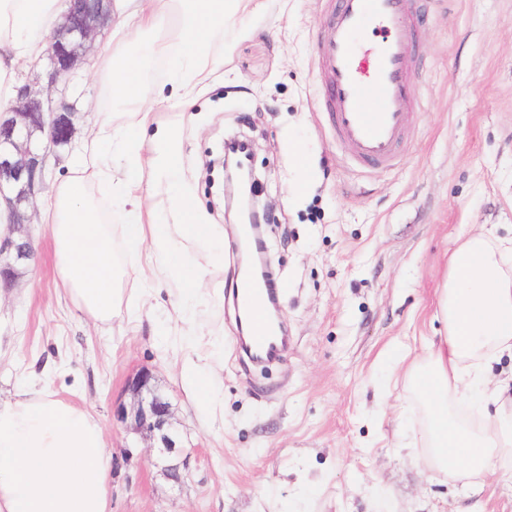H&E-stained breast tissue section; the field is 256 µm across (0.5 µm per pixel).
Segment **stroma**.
<instances>
[{
    "instance_id": "stroma-1",
    "label": "stroma",
    "mask_w": 512,
    "mask_h": 512,
    "mask_svg": "<svg viewBox=\"0 0 512 512\" xmlns=\"http://www.w3.org/2000/svg\"><path fill=\"white\" fill-rule=\"evenodd\" d=\"M326 2L248 5L225 20L189 106L168 59L153 63L135 106L153 125L178 124L179 179L222 227L224 142H252L257 195L275 216L265 239L288 330L280 360L253 364L239 345L232 232L192 320L172 283L124 294L112 321L96 323L65 292L47 226L23 228L35 258L0 290V394L46 385L101 420L112 512H512V477L473 486L418 459L425 414L405 377L445 331L439 290L460 238L512 231V0H426L401 160L369 171L347 163L317 104ZM76 75L79 147L106 103L86 64ZM211 354L223 362L216 420L180 373L185 356ZM144 367L190 454L178 483L169 457L113 414Z\"/></svg>"
}]
</instances>
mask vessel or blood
Masks as SVG:
<instances>
[{
  "mask_svg": "<svg viewBox=\"0 0 512 512\" xmlns=\"http://www.w3.org/2000/svg\"><path fill=\"white\" fill-rule=\"evenodd\" d=\"M418 7L419 0H334L329 10L318 52L324 108L337 140L361 167H390L397 159L413 102L409 56L417 40L413 18ZM369 29L380 38L364 68L358 58ZM270 294L245 276L234 290L258 352L271 342L265 314Z\"/></svg>",
  "mask_w": 512,
  "mask_h": 512,
  "instance_id": "b4317fda",
  "label": "vessel or blood"
}]
</instances>
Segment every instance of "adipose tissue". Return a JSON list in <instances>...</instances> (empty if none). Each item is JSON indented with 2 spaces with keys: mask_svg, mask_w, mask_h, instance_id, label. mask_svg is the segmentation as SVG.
I'll return each mask as SVG.
<instances>
[{
  "mask_svg": "<svg viewBox=\"0 0 512 512\" xmlns=\"http://www.w3.org/2000/svg\"><path fill=\"white\" fill-rule=\"evenodd\" d=\"M247 0H114L117 39L96 70L111 101L132 103L147 89L144 75L156 58L177 59L183 93L205 83L212 57L200 44L224 40V17ZM67 9L66 0H0V108L14 99L21 66L40 61L45 39ZM179 13L183 27L172 42L157 38L160 19ZM142 40L138 55L124 46ZM112 113H100L76 155L70 176L53 187L39 215L48 225L58 276L86 317L111 321L129 284V267L152 244L156 280H182L191 250L220 252L224 234L206 223L189 188H173L180 137L166 127L151 139L150 154L127 142L125 180L114 181L99 150L118 129ZM156 187H172L169 205L178 224L147 221L133 200L142 172ZM126 205V224L114 227L99 198ZM446 334L428 343L426 360L410 377L426 407L429 465L450 475L495 474L512 461V376L490 383L489 363L512 355V238L483 233L466 237L451 257L439 298ZM112 456L100 419L48 388L0 397V512H111L108 484Z\"/></svg>",
  "mask_w": 512,
  "mask_h": 512,
  "instance_id": "adipose-tissue-1",
  "label": "adipose tissue"
}]
</instances>
